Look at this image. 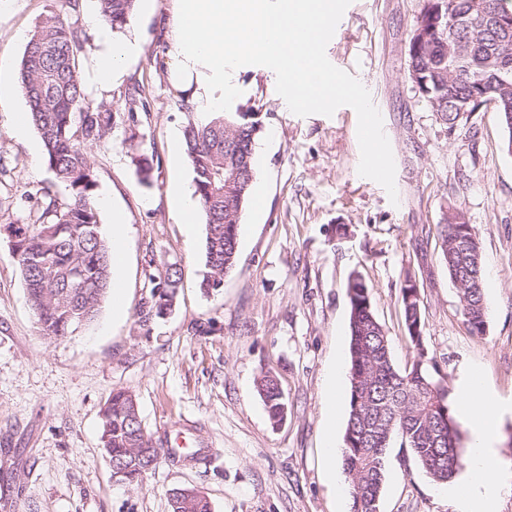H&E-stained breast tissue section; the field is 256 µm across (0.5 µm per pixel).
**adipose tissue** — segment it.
<instances>
[{
    "mask_svg": "<svg viewBox=\"0 0 512 512\" xmlns=\"http://www.w3.org/2000/svg\"><path fill=\"white\" fill-rule=\"evenodd\" d=\"M459 403L471 434L468 468L462 483L450 487L448 495L457 512H493L502 492L512 488V469L495 451L498 405L475 372L460 388Z\"/></svg>",
    "mask_w": 512,
    "mask_h": 512,
    "instance_id": "adipose-tissue-1",
    "label": "adipose tissue"
}]
</instances>
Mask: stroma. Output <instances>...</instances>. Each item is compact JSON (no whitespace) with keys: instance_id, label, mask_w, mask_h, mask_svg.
I'll use <instances>...</instances> for the list:
<instances>
[{"instance_id":"1","label":"stroma","mask_w":512,"mask_h":512,"mask_svg":"<svg viewBox=\"0 0 512 512\" xmlns=\"http://www.w3.org/2000/svg\"><path fill=\"white\" fill-rule=\"evenodd\" d=\"M427 0H352L326 55L369 91L383 119L395 166L397 201L358 173L357 115L300 117L283 104L276 76L241 67L239 104L254 106L264 125L258 197L238 229L234 273L203 293L204 234L186 240L168 203L169 151L198 109L181 107L170 69L179 51L172 0L138 4L118 37L137 50L110 85L95 77L104 25L97 0H79L87 37L80 73L93 103L111 105L110 139L90 147L104 236L112 211L126 215L123 247L126 316L112 318L104 300L97 320L72 336H39L21 270L0 231V512H169L168 494L190 488L212 512H343L324 478L325 374L349 362L347 282L358 273L372 287L378 320L397 365L415 351L399 303L406 275L417 281L429 358L457 391L480 371L492 395L507 403L498 420L497 452L512 462V155L498 112L482 107L448 128L415 92L406 60L409 37ZM63 0H8L0 7V61L19 70L28 36ZM150 114L132 126L122 118L135 87ZM22 92L0 99V228L32 222L44 193L67 200L42 163L35 130L20 137L14 113ZM151 163L149 179L138 173ZM462 209L482 245L488 322L483 334L464 322L441 259L438 224ZM182 282L168 315L141 327L151 282L167 264ZM272 372L287 406L273 423L256 382ZM137 400L156 436L192 425L206 446L183 465L160 460L130 486L112 473L100 441V409L112 390ZM380 512H455L447 495L416 464L388 450Z\"/></svg>"}]
</instances>
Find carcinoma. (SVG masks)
I'll return each mask as SVG.
<instances>
[{
  "mask_svg": "<svg viewBox=\"0 0 512 512\" xmlns=\"http://www.w3.org/2000/svg\"><path fill=\"white\" fill-rule=\"evenodd\" d=\"M137 0H98L99 17L114 32L123 31L133 17ZM471 0H431L420 20L434 10L459 18L461 25L445 24L433 33L428 47L408 49L407 68L442 73L428 82L426 101L452 129L461 121L455 105L468 99V109L490 105L508 122L512 95L505 99L499 86L512 84V35L473 42L465 54L449 51L468 21ZM70 12L53 9L36 23L27 41L18 83L30 121L43 144V160L53 180L70 190L66 202L50 193L31 224H16L13 247L26 286L39 335L49 341L67 338L92 324L107 294L111 274V247L101 232L95 206L93 163L87 147L112 133L111 107L88 101L79 59L86 36L73 19L78 0H68ZM262 125L253 112H215L204 123L184 131L185 151L193 172L206 226L204 266L200 288L220 287L236 267L238 226L256 180L254 151ZM441 257L457 289L464 321L478 334L484 332L488 310L483 289L480 237L470 224H439ZM400 288L404 330L417 359L398 367L391 342L372 310L371 287L359 276L347 286L350 304V398L344 432L343 467L349 479L351 512H380L391 440L400 438L402 462L416 463L429 478L446 483L467 465L466 432L451 400L447 376L428 358L422 332L420 296L407 301L408 283ZM152 305L141 316L142 326L173 307L181 283L177 264L165 275L151 279ZM257 388L270 418L283 419V398L269 372ZM135 396L114 390L101 408V440L113 475L138 485L164 453L161 437L148 434ZM150 448L152 453L142 454ZM170 512H211L209 500L194 495Z\"/></svg>",
  "mask_w": 512,
  "mask_h": 512,
  "instance_id": "obj_1",
  "label": "carcinoma"
}]
</instances>
